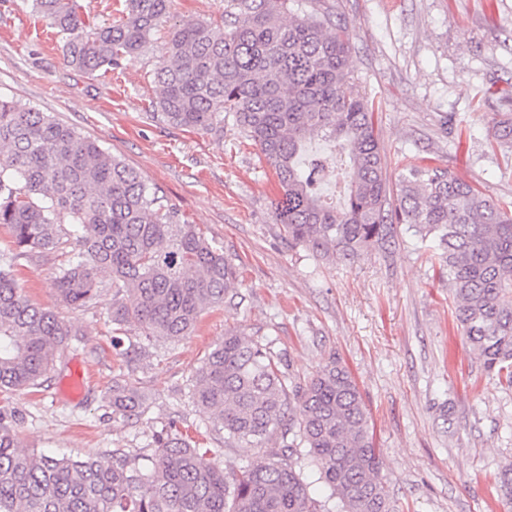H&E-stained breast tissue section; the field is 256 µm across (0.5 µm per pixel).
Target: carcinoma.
<instances>
[{"instance_id": "1", "label": "carcinoma", "mask_w": 512, "mask_h": 512, "mask_svg": "<svg viewBox=\"0 0 512 512\" xmlns=\"http://www.w3.org/2000/svg\"><path fill=\"white\" fill-rule=\"evenodd\" d=\"M31 2L63 41L66 63L88 75L145 53L169 9V0H125L119 23L92 28L74 0ZM349 40L345 25L297 0H224L222 24L173 27L155 70L156 107L170 125L218 139L232 113L275 174L276 223L320 257L353 261L394 240L399 224L435 241L456 321L488 374L512 388V204L429 165L404 168L392 201L374 104L347 91ZM494 136L512 144V114L503 113ZM0 146V229L14 246L0 266V393L41 386L72 335L19 286L21 256H61L52 288L74 308L91 305L98 274L109 273L114 331L134 323L148 340L191 335L238 281L223 249L75 128L0 98ZM288 382L272 342L239 330L195 371L190 398L212 428L250 448L280 440L279 460L228 474L174 422L153 435L149 453L74 459L20 449L0 413V512H392L350 372L333 360L303 387ZM107 406L125 420L148 403L116 380ZM316 483L319 500L309 494ZM498 490L512 504V467Z\"/></svg>"}]
</instances>
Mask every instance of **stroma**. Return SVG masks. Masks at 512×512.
Returning a JSON list of instances; mask_svg holds the SVG:
<instances>
[{
	"label": "stroma",
	"mask_w": 512,
	"mask_h": 512,
	"mask_svg": "<svg viewBox=\"0 0 512 512\" xmlns=\"http://www.w3.org/2000/svg\"><path fill=\"white\" fill-rule=\"evenodd\" d=\"M312 6L351 32V89L379 107L376 128L391 182L413 158L448 169L490 200L512 202V150L489 144L512 101L485 95L512 86V0ZM185 19L222 23L224 0H171L147 53L91 76L68 66L61 40L33 14L31 0H0V97L97 140L240 267L239 302L207 311L196 332L178 342L145 344L147 357L129 364L122 349L141 343V332L129 324L113 336L109 274H100L90 307L73 309L51 286L56 255L18 260L27 296L74 332L38 389L0 394V408L16 416L21 446L74 458L132 451L174 421L220 470L272 461L275 442H225L188 396L208 352L225 332L239 330L274 339L298 385L332 360L351 372L394 512H512L495 489L498 473L512 465V388L492 379L457 326L435 243L402 225L394 244L350 263L316 257L290 240L273 214L276 180L232 117L219 140L171 126L155 112L154 70L171 29ZM76 361L92 383L72 399L61 386ZM117 378L149 395L143 415L113 419L104 399Z\"/></svg>",
	"instance_id": "stroma-1"
}]
</instances>
